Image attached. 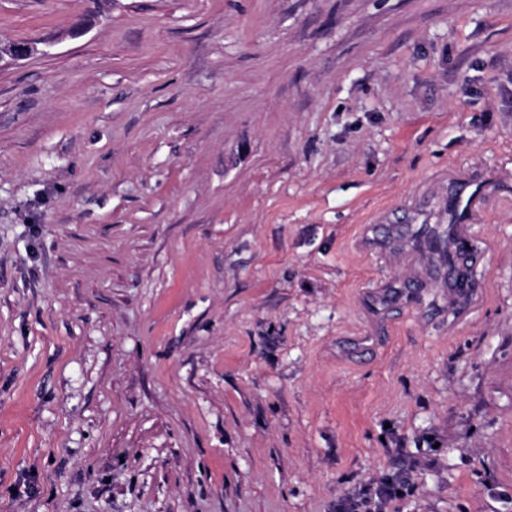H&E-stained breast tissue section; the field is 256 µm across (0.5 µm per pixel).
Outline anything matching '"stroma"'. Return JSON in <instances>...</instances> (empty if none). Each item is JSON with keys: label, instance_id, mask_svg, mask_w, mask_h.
Here are the masks:
<instances>
[{"label": "stroma", "instance_id": "obj_1", "mask_svg": "<svg viewBox=\"0 0 512 512\" xmlns=\"http://www.w3.org/2000/svg\"><path fill=\"white\" fill-rule=\"evenodd\" d=\"M0 512H512V0H0ZM462 292L418 253L448 221ZM403 482H391L389 480H379L375 482L374 496L371 495L362 497L358 500L345 499L342 500L336 509V512H362V508L366 506L368 502H371L373 497L376 498L380 503L387 505L393 501L399 499L402 495ZM401 491V494H398Z\"/></svg>", "mask_w": 512, "mask_h": 512}]
</instances>
